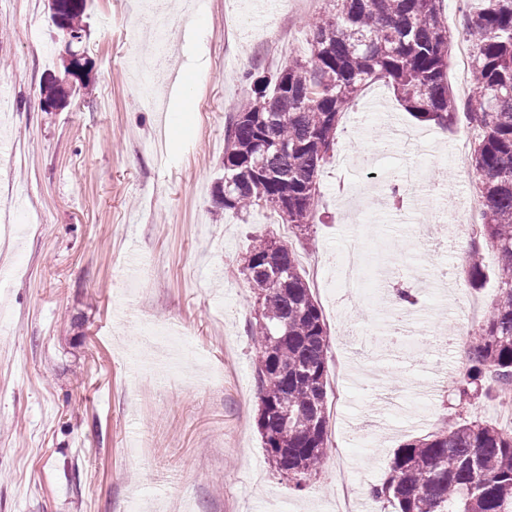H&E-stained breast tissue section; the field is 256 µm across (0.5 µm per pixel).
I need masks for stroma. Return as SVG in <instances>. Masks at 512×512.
Segmentation results:
<instances>
[{
  "mask_svg": "<svg viewBox=\"0 0 512 512\" xmlns=\"http://www.w3.org/2000/svg\"><path fill=\"white\" fill-rule=\"evenodd\" d=\"M141 0H86L88 64L79 92L56 112L40 85L62 74V43L47 0H0V225L25 227L26 245L0 251V512H337L336 469L362 489L369 512H394L369 490L394 452L434 432L441 418L498 423L497 397L460 403L456 349L436 351L482 319L498 295L499 253L480 245L484 278L470 286L471 243L419 225H451L447 194L481 190L451 148L464 124L439 136L416 120L388 80L368 84L336 129L318 175L322 219L303 236L284 232L261 206L247 218L217 213L226 118L247 94L248 71L287 61L263 39L268 17L305 31L324 11L298 0H208L204 13L159 0L157 27L128 40ZM110 15L111 26L101 18ZM412 164L437 193L400 222V203L372 173L399 179ZM279 238L300 257L327 327L329 459L305 490L266 460L255 415L254 296L240 273L252 241ZM364 255L412 285L422 315L397 346L390 311L348 291L339 257ZM185 331L183 358L139 342L144 327Z\"/></svg>",
  "mask_w": 512,
  "mask_h": 512,
  "instance_id": "obj_1",
  "label": "stroma"
}]
</instances>
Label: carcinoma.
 Returning a JSON list of instances; mask_svg holds the SVG:
<instances>
[{
    "label": "carcinoma",
    "mask_w": 512,
    "mask_h": 512,
    "mask_svg": "<svg viewBox=\"0 0 512 512\" xmlns=\"http://www.w3.org/2000/svg\"><path fill=\"white\" fill-rule=\"evenodd\" d=\"M444 0H326L309 26L310 58L288 55L275 73L251 77V95L229 114L224 175L216 207L238 214L265 204L291 229L319 219L320 168L333 149L341 114L376 78L422 122L451 127L459 107L477 130L471 162L482 177L480 234L501 255L497 301L456 379L465 401L485 396L483 380L512 389V0H469L458 36L473 46L465 103L448 87L453 36ZM77 90L56 75L48 99ZM242 272L256 294L257 428L266 459L303 490L326 465L328 338L321 308L297 255L264 237L248 248ZM395 512H512V429L474 420L398 449L384 481L371 489Z\"/></svg>",
    "instance_id": "obj_1"
}]
</instances>
